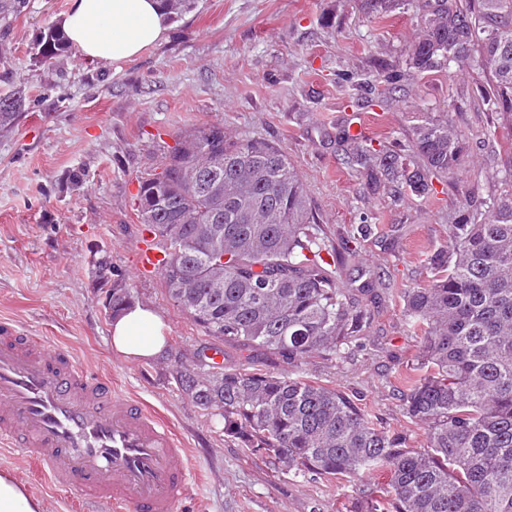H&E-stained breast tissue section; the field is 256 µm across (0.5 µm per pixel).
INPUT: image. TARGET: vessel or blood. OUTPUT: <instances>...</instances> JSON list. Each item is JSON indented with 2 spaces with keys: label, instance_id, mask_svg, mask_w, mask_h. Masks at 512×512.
<instances>
[{
  "label": "vessel or blood",
  "instance_id": "b4317fda",
  "mask_svg": "<svg viewBox=\"0 0 512 512\" xmlns=\"http://www.w3.org/2000/svg\"><path fill=\"white\" fill-rule=\"evenodd\" d=\"M167 256L143 236L135 269ZM0 446L32 454L49 484L80 481L111 512H178L186 489L177 435L138 402L113 395L67 352L0 322Z\"/></svg>",
  "mask_w": 512,
  "mask_h": 512
}]
</instances>
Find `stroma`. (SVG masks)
<instances>
[{"label":"stroma","mask_w":512,"mask_h":512,"mask_svg":"<svg viewBox=\"0 0 512 512\" xmlns=\"http://www.w3.org/2000/svg\"><path fill=\"white\" fill-rule=\"evenodd\" d=\"M70 0H26L21 13L0 14V97L23 88L30 102L14 132L0 137V320L45 336L90 374L111 381L116 395L136 398L164 416L184 441L192 486L179 512H346L356 483H329L273 471L225 438L222 422L178 390L175 372L215 338L170 298L162 274L134 267L143 226L137 193L142 177L192 126L219 122L227 134L277 144L303 180L318 224L339 233L371 226L356 243L343 279L377 276L364 296L370 325L337 362L313 358L303 373L357 393L390 429L423 440L395 390L396 371L419 346L394 291L424 283L431 255L448 243V217L459 208L454 184L486 198L501 190L499 127L480 98L476 66L454 74L402 80L391 91L381 71L402 67L420 31L415 12L385 24L366 20L357 0H194L173 20L167 42L117 64L86 61L69 49L48 65L37 46L59 23ZM372 77L365 93L345 75ZM448 117L469 142V161L435 195L393 202L344 165L336 121L362 117L363 136L407 143L415 105ZM83 169L73 189L69 174ZM109 255L134 299L159 311L167 326L162 357L133 362L109 344L106 292L93 281L91 256ZM224 359L245 370L285 375L294 367L262 349L224 345ZM10 470L47 512H85L77 486L41 482L29 459L0 448Z\"/></svg>","instance_id":"1"}]
</instances>
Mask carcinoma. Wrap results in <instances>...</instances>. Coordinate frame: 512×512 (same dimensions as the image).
I'll return each mask as SVG.
<instances>
[{
  "mask_svg": "<svg viewBox=\"0 0 512 512\" xmlns=\"http://www.w3.org/2000/svg\"><path fill=\"white\" fill-rule=\"evenodd\" d=\"M369 21L399 10L421 16L406 50L405 76L446 72L471 60L487 110L512 130V0H358ZM67 48L57 26L41 36L42 61ZM26 105L23 90L0 97L8 135ZM410 150L375 149L336 122L344 161L393 202L426 197L432 179L458 171L466 138L451 122L416 107ZM502 161L510 189L486 200L456 187L461 210L430 279L398 294L420 345L399 383L408 423L424 430L413 446L370 417L358 399L312 380L233 364L221 374L183 368L178 387L224 423V436L264 464L364 486L353 512H512V142ZM140 223L167 250L169 296L207 335L261 348L299 367L341 359L370 316L341 271L356 250H330L312 227L304 182L288 156L260 137H232L205 123L187 130L162 171L141 181ZM96 284L109 312L131 304L125 278L103 256ZM387 482L369 487L371 476Z\"/></svg>",
  "mask_w": 512,
  "mask_h": 512,
  "instance_id": "obj_1",
  "label": "carcinoma"
}]
</instances>
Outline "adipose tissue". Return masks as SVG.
I'll list each match as a JSON object with an SVG mask.
<instances>
[{
  "label": "adipose tissue",
  "instance_id": "adipose-tissue-1",
  "mask_svg": "<svg viewBox=\"0 0 512 512\" xmlns=\"http://www.w3.org/2000/svg\"><path fill=\"white\" fill-rule=\"evenodd\" d=\"M171 17L164 0H71L58 25L65 45L89 61L115 64L166 40ZM167 325L155 310L135 303L111 323L113 349L127 360H149L166 345ZM0 512H47L42 499L7 470H0Z\"/></svg>",
  "mask_w": 512,
  "mask_h": 512
}]
</instances>
